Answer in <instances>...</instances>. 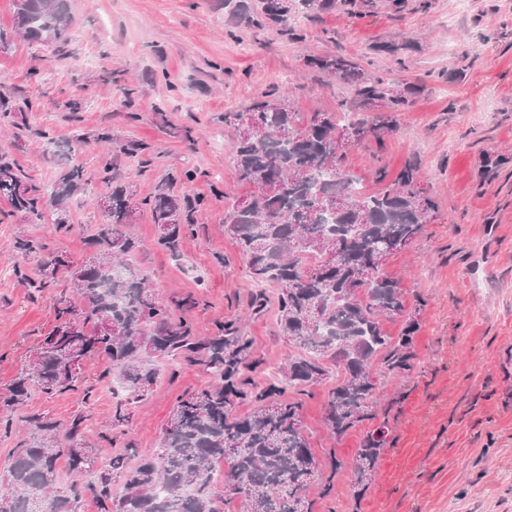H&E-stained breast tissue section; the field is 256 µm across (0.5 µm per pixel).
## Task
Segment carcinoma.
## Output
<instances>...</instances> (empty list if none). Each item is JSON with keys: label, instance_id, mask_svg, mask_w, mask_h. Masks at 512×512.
<instances>
[{"label": "carcinoma", "instance_id": "obj_1", "mask_svg": "<svg viewBox=\"0 0 512 512\" xmlns=\"http://www.w3.org/2000/svg\"><path fill=\"white\" fill-rule=\"evenodd\" d=\"M340 7L351 13L354 0H262L251 24L285 25L294 11ZM73 24L70 0H16L13 33L38 45L69 53ZM307 66L354 87L357 109L385 111L342 122L334 113L297 111L277 88L239 111L224 113L237 130L231 160L238 181L251 188L246 198L228 199L225 231L235 241L254 288L248 308L264 314L276 304L280 335L299 355L278 367L264 384L246 376L252 341L235 321L215 325L200 336L188 318L174 316L133 261L139 241L127 230L142 209L159 228L156 244L182 258L184 239L193 234L197 201L167 178L155 192L136 198L120 170L119 156L99 173L106 189V222L86 244L92 259L74 264L27 230L17 232L12 249L14 274L40 293L53 287L57 271L69 273V292L56 299V324L38 341L34 354L0 392V435L20 423L26 439L0 475L3 512H80L91 498L99 512H222L224 494L239 499L240 512H305L304 492L319 463L308 448L299 404L288 394L342 376L329 393L325 420L340 437L375 417L377 384L369 366L381 355L385 372L404 375L413 368L414 317L396 339L386 336L382 319L403 313L398 281L381 271L384 259L421 237L435 220L436 205L420 187L418 167L408 163L388 180L385 167L372 176L383 188L373 194L352 189L338 141L358 145L399 129L397 112L406 100L387 78L368 73L343 56L312 55ZM84 169L72 166L53 186L26 181L0 148V197L28 223L53 211L56 235L71 231L69 204L84 184ZM367 294L362 303L357 290ZM183 359L203 367L213 383L177 401L158 447L141 450L129 441L109 453L114 433L128 431L133 410L159 375L153 359ZM107 363L98 381L112 385L116 398L109 429L86 435V418L64 425L42 414L19 418L15 411L31 395L46 397L83 389L90 397L85 367ZM238 404L250 406L244 416ZM388 421L366 434L351 464L356 485L371 480L388 442ZM66 459L69 484L58 468ZM224 465V487L215 485V465ZM89 477L85 483L84 477Z\"/></svg>", "mask_w": 512, "mask_h": 512}]
</instances>
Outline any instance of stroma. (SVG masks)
Returning a JSON list of instances; mask_svg holds the SVG:
<instances>
[{"instance_id":"35a3bbf8","label":"stroma","mask_w":512,"mask_h":512,"mask_svg":"<svg viewBox=\"0 0 512 512\" xmlns=\"http://www.w3.org/2000/svg\"><path fill=\"white\" fill-rule=\"evenodd\" d=\"M243 3L244 20L224 0H71L68 55L17 37L0 52V84L32 103L12 126L0 125V144L41 186L57 178L63 158L16 136V127L51 128L63 145L84 135L74 160L90 176L109 161L107 145H147L152 166L142 167L137 155L121 160L140 197L164 175L195 169L186 189L203 204L182 259L156 246L158 227L144 211L129 227L140 242L135 261L163 303L195 299L186 316L199 335L219 322H241L257 363L251 376L260 382L294 349L278 334L273 312L247 313L252 285L223 219L225 195L243 197L248 189L236 182L235 133L222 116L274 87L306 113L332 112L338 100L352 99L351 87L306 66L311 55H342L387 73L408 100L400 128L348 146L345 163L362 191L373 193L376 167L394 175L417 162L438 206L420 239L389 255L382 269L399 281L407 313L418 315L414 368L391 378L381 359L370 367L379 407L394 425L359 496L350 464L377 420L338 437L325 423L330 384L300 396L302 428L321 474H330L329 458L345 464L332 474L330 495L312 482L308 512H448L452 500L465 512H512V480L504 477L512 471V0H471L460 14L455 0H356L351 15L336 8L301 17L294 36L252 27L248 18L261 2ZM103 131L111 143L98 140ZM102 191L93 182L79 192L67 235H51L50 213L30 233L72 262L86 261L85 240L103 220L95 203ZM67 285L62 270L55 287L33 295L21 279L0 276V386L54 325V298ZM158 369L114 450L129 440L157 447L178 399L210 383L195 363L162 360ZM112 404L107 389L89 399L77 390L33 395L18 412L65 423L82 414L94 432Z\"/></svg>"}]
</instances>
